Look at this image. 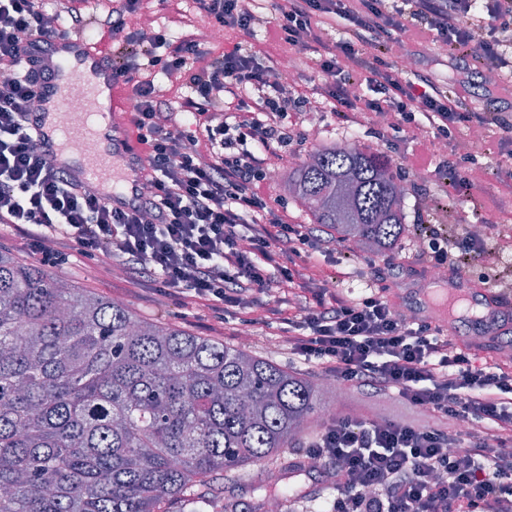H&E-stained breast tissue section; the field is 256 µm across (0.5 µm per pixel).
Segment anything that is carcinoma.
<instances>
[{
    "label": "carcinoma",
    "instance_id": "1",
    "mask_svg": "<svg viewBox=\"0 0 512 512\" xmlns=\"http://www.w3.org/2000/svg\"><path fill=\"white\" fill-rule=\"evenodd\" d=\"M285 188L338 242L386 255L407 233L393 165L362 149L319 148ZM318 392L0 251V512H211L201 477L278 461Z\"/></svg>",
    "mask_w": 512,
    "mask_h": 512
}]
</instances>
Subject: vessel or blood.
<instances>
[{"mask_svg": "<svg viewBox=\"0 0 512 512\" xmlns=\"http://www.w3.org/2000/svg\"><path fill=\"white\" fill-rule=\"evenodd\" d=\"M45 56L53 77L41 89V112L31 117L39 148L75 184L115 208H130L145 177L143 158L122 129L105 120L106 115L126 110L128 103L116 94L104 51L90 37L77 34L53 41ZM76 87L83 90L85 101L79 123L64 108ZM454 288L468 310L476 312L481 327L497 329L498 319L508 313L494 292L467 278L456 279Z\"/></svg>", "mask_w": 512, "mask_h": 512, "instance_id": "b4317fda", "label": "vessel or blood"}]
</instances>
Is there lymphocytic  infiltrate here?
I'll use <instances>...</instances> for the list:
<instances>
[{"label": "lymphocytic infiltrate", "instance_id": "obj_1", "mask_svg": "<svg viewBox=\"0 0 512 512\" xmlns=\"http://www.w3.org/2000/svg\"><path fill=\"white\" fill-rule=\"evenodd\" d=\"M149 0H112L104 24L116 86L132 91L127 135L145 145L139 206H109L73 184L39 151L29 127L40 111L36 50L88 31L77 0H0V228L16 232L35 263L71 254L120 271L147 294L207 302L219 322L278 324L289 357L314 363L348 388L393 397L421 420L322 417L301 455L333 476L327 512H512V360H484L386 299L385 273L361 296L340 291L341 271L312 264L331 253L312 224L296 223L266 192L270 157L298 138L289 113L309 94L336 103L343 124L385 115L378 136L406 133L417 151L399 172H433L456 197L469 177L433 164L423 146L461 125L488 130L491 170L512 193V113L497 108L487 76L512 84V0H164L177 35L130 29ZM237 35L207 48L195 19ZM444 51L454 80L405 74L404 44ZM315 53L311 93L277 78L283 47ZM170 83L161 90L157 74ZM416 235L430 267L464 274L490 234L423 222ZM475 428L461 434L458 423ZM463 456L449 454L451 446Z\"/></svg>", "mask_w": 512, "mask_h": 512}]
</instances>
